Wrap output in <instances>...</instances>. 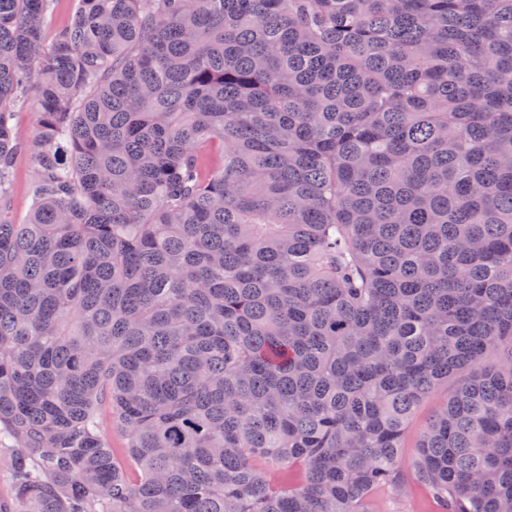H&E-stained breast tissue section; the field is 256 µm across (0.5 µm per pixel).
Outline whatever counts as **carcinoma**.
<instances>
[{"label":"carcinoma","mask_w":512,"mask_h":512,"mask_svg":"<svg viewBox=\"0 0 512 512\" xmlns=\"http://www.w3.org/2000/svg\"><path fill=\"white\" fill-rule=\"evenodd\" d=\"M54 2L0 0V512H366L447 383L413 481L512 512V0ZM75 0H57L55 9L46 20L44 27V47L51 45L58 29L68 25L75 13ZM32 103L18 109L14 124L18 134L28 140H31L35 134L36 116ZM32 181L31 154L21 153L14 162L10 193L11 206L20 221L25 220L33 202ZM448 399L447 386H441L419 407L415 421L404 436L403 447L401 448L402 463L410 473L412 465L417 457V446L421 429L426 425L438 407Z\"/></svg>","instance_id":"carcinoma-1"}]
</instances>
